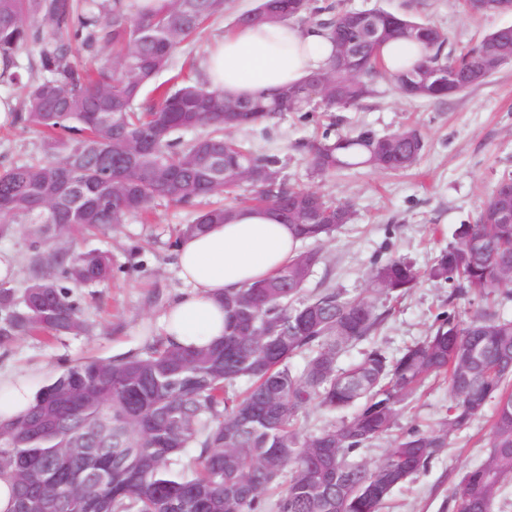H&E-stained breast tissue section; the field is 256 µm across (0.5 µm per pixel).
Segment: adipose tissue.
Here are the masks:
<instances>
[{
	"mask_svg": "<svg viewBox=\"0 0 512 512\" xmlns=\"http://www.w3.org/2000/svg\"><path fill=\"white\" fill-rule=\"evenodd\" d=\"M333 44L312 24L285 21L237 27L215 35L202 62L206 83L225 96L255 97L304 81L328 67ZM299 246L290 226L275 213L240 209L227 224L182 239L175 265L185 289L159 314L162 335L184 347L209 345L224 337V293L269 277ZM36 386L25 375L0 380V416L25 412Z\"/></svg>",
	"mask_w": 512,
	"mask_h": 512,
	"instance_id": "1",
	"label": "adipose tissue"
}]
</instances>
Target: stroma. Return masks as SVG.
<instances>
[{
	"mask_svg": "<svg viewBox=\"0 0 512 512\" xmlns=\"http://www.w3.org/2000/svg\"><path fill=\"white\" fill-rule=\"evenodd\" d=\"M332 1L360 11L381 8L444 28L450 37L448 49L455 54L472 48L491 31L512 25V13L472 14L462 0L314 3ZM255 4L256 0H230L229 9L212 17L199 37L181 46L156 83L170 87L184 80L200 81L199 61L208 42L233 28L235 16ZM409 124L420 129L425 146L417 164L404 173L359 167L321 177L304 150L305 143L326 132L336 136L369 130L382 136ZM238 137L257 152L278 154L288 184L351 205L352 222L320 244L325 260L308 286L354 294L368 288L370 269L388 257L425 270L448 245L455 225L471 222L498 181L512 174V62L484 84L440 103L407 99L387 77L379 76L372 82L371 95L359 104L319 111L311 120L289 112L267 127L240 131ZM41 143L39 133L19 123L0 127V168L39 157ZM194 216L193 207L162 202L148 218L131 216L107 236L68 238L66 247L78 252L109 251L122 272L114 280L75 291L88 321L86 333L48 341L16 338L0 347V376L23 374L41 383L82 358L108 359L159 336L158 313L185 287L167 242L176 227ZM376 303L387 314L377 341L395 355L427 336L436 314L448 307V287L423 278L401 299L380 295ZM447 408V384H434L407 402L395 430L435 424ZM488 431L489 420L483 417L452 436L448 448L394 492L383 512H453V490L486 456Z\"/></svg>",
	"mask_w": 512,
	"mask_h": 512,
	"instance_id": "obj_1",
	"label": "stroma"
}]
</instances>
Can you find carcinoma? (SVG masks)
<instances>
[{
  "label": "carcinoma",
  "instance_id": "cac0c4a2",
  "mask_svg": "<svg viewBox=\"0 0 512 512\" xmlns=\"http://www.w3.org/2000/svg\"><path fill=\"white\" fill-rule=\"evenodd\" d=\"M226 9L224 0H162L155 11L140 10L136 0H0V82L24 86L19 119L44 135L41 159L0 170V233L27 225L31 254L22 291L0 283V344L82 334L86 320L72 289L114 275L107 251H45L44 241L56 233L104 232L158 201L194 206L193 222L169 242L174 252L185 235L229 220L233 205L210 198L240 189L251 193V206L278 212L283 224L288 204L306 207L311 217L293 225L302 243L331 237L336 219L353 215L344 203L288 185L278 155L257 154L235 137L286 112L308 111L301 96L288 106L247 98L256 117L226 126L224 92L199 82L153 84L179 47ZM323 10L330 17L317 25L334 41L350 10L317 8L311 0H257L234 23H307ZM398 19L394 36L366 50L354 67L330 63L326 71L341 94L323 110L355 105L371 93L365 77L383 70L380 49L395 37L428 50L388 74L406 96L448 98L431 80L420 93L410 91L428 70L453 78L459 94L473 88L467 71L477 63V48L446 54L445 31L434 28L429 43L419 35L429 24ZM75 45L96 68L70 61ZM29 52L45 76L25 81L18 58ZM147 95L152 102L136 106ZM187 132L195 137L183 140ZM138 137L150 144L127 155L126 141ZM423 148L419 129L407 126L382 137L370 130L333 141L325 135L307 153L322 175L357 166L402 172L417 164ZM233 160L277 177L226 181L224 164ZM112 179L129 192H108L103 181ZM510 203L511 194L494 188L475 221L457 225L423 273L388 257L370 270V288L362 293L310 290L324 257L299 250L275 274L224 295L225 333L217 345L187 350L161 336L108 362L89 357L65 366L30 409L0 420V481L12 490L7 512H381L490 403L489 451L453 498L455 512H494L512 479V318L482 307L469 314L457 299L512 301V218L497 215ZM423 274L448 284V310L429 335L396 356L373 344L340 366L343 354L370 341L384 321L374 295L398 300ZM272 323L285 327L286 338L267 345L261 362H242V351L259 344ZM297 357L304 359L300 367ZM438 378L448 382L446 418L433 429L401 433L376 465L360 459L390 434L406 401ZM242 380L248 387L238 392ZM312 402L328 414L354 413L311 432L303 414Z\"/></svg>",
  "mask_w": 512,
  "mask_h": 512
}]
</instances>
